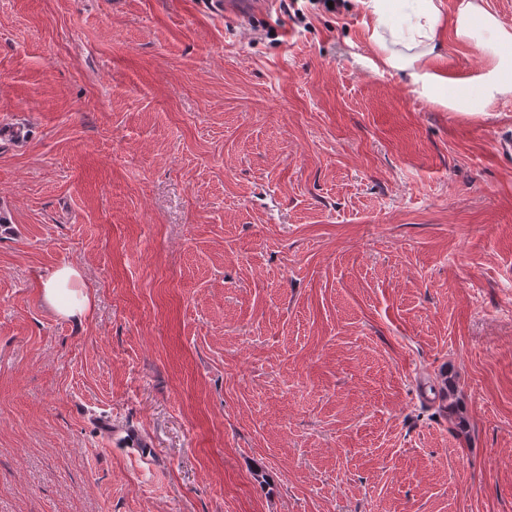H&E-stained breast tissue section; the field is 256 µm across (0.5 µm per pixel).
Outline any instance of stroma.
I'll list each match as a JSON object with an SVG mask.
<instances>
[{
    "instance_id": "35a3bbf8",
    "label": "stroma",
    "mask_w": 512,
    "mask_h": 512,
    "mask_svg": "<svg viewBox=\"0 0 512 512\" xmlns=\"http://www.w3.org/2000/svg\"><path fill=\"white\" fill-rule=\"evenodd\" d=\"M372 27L0 0V512H512V97L427 101ZM42 299L59 316L70 319L84 316L90 304L81 272L72 265H63L52 272L44 282Z\"/></svg>"
}]
</instances>
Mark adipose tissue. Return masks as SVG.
I'll return each mask as SVG.
<instances>
[{
  "label": "adipose tissue",
  "mask_w": 512,
  "mask_h": 512,
  "mask_svg": "<svg viewBox=\"0 0 512 512\" xmlns=\"http://www.w3.org/2000/svg\"><path fill=\"white\" fill-rule=\"evenodd\" d=\"M374 21L371 39L386 68L408 75L416 93L427 100L448 105L456 112L478 114L512 96V29L486 11L480 0H457L453 15H446L444 0H409L404 10L395 0H361ZM452 26L463 43L485 38L490 50L486 70L471 85L449 82L441 86L429 69L439 57V32ZM42 299L59 316L77 319L85 315L90 300L82 275L72 265L56 268L42 288Z\"/></svg>",
  "instance_id": "ef3b65f1"
}]
</instances>
